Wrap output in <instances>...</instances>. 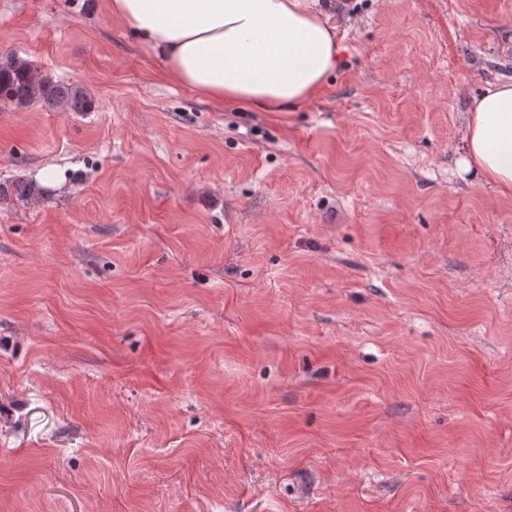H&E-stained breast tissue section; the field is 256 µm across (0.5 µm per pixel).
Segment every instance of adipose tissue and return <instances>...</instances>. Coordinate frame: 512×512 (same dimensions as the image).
Listing matches in <instances>:
<instances>
[{"label":"adipose tissue","instance_id":"ef3b65f1","mask_svg":"<svg viewBox=\"0 0 512 512\" xmlns=\"http://www.w3.org/2000/svg\"><path fill=\"white\" fill-rule=\"evenodd\" d=\"M109 9L173 80L217 105L283 112L340 64L324 0H110ZM459 165L512 193V79L474 100Z\"/></svg>","mask_w":512,"mask_h":512}]
</instances>
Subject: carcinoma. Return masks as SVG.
<instances>
[{
	"mask_svg": "<svg viewBox=\"0 0 512 512\" xmlns=\"http://www.w3.org/2000/svg\"><path fill=\"white\" fill-rule=\"evenodd\" d=\"M0 103L16 108L40 103L70 112H88L93 107L81 86L54 80L15 53L0 55Z\"/></svg>",
	"mask_w": 512,
	"mask_h": 512,
	"instance_id": "cac0c4a2",
	"label": "carcinoma"
}]
</instances>
